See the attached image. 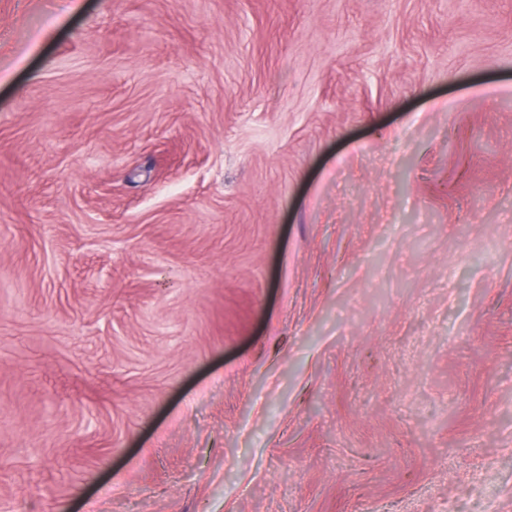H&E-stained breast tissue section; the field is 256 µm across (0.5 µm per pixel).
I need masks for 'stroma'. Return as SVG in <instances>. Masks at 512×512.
Returning <instances> with one entry per match:
<instances>
[{
  "mask_svg": "<svg viewBox=\"0 0 512 512\" xmlns=\"http://www.w3.org/2000/svg\"><path fill=\"white\" fill-rule=\"evenodd\" d=\"M0 512H512V0H0Z\"/></svg>",
  "mask_w": 512,
  "mask_h": 512,
  "instance_id": "35a3bbf8",
  "label": "stroma"
}]
</instances>
